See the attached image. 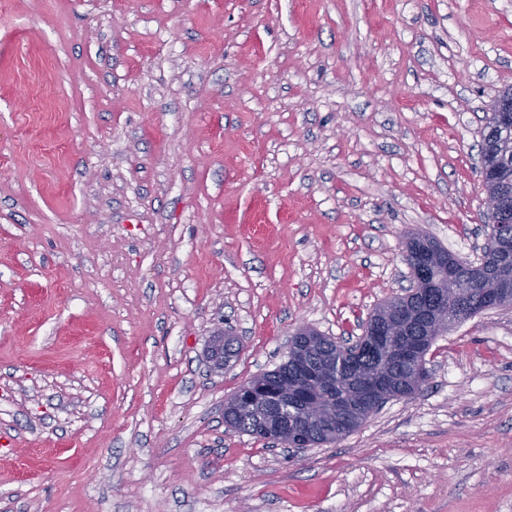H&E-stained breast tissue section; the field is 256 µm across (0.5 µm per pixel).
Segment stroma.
Instances as JSON below:
<instances>
[{
  "label": "stroma",
  "instance_id": "obj_1",
  "mask_svg": "<svg viewBox=\"0 0 512 512\" xmlns=\"http://www.w3.org/2000/svg\"><path fill=\"white\" fill-rule=\"evenodd\" d=\"M506 89L512 0H0V512H512V306L335 442L224 423L412 232L478 258Z\"/></svg>",
  "mask_w": 512,
  "mask_h": 512
}]
</instances>
